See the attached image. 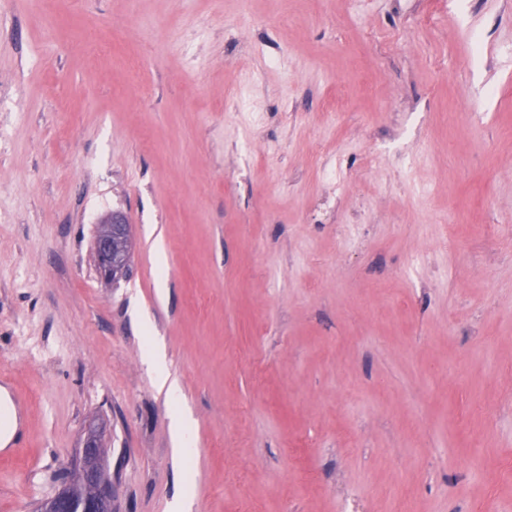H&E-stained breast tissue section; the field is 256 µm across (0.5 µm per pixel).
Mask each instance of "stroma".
I'll use <instances>...</instances> for the list:
<instances>
[{
  "label": "stroma",
  "instance_id": "stroma-1",
  "mask_svg": "<svg viewBox=\"0 0 512 512\" xmlns=\"http://www.w3.org/2000/svg\"><path fill=\"white\" fill-rule=\"evenodd\" d=\"M501 224L512 0H0V512H512ZM127 234L128 224L125 217L120 213H112L105 221L104 230L99 232L95 239V258L98 270L105 279H117L127 267L119 258V252L122 248L127 256V262L129 261V237L122 247ZM146 361L152 370L156 383L161 390L167 389L170 399L179 400L181 389L177 382L170 381L166 358L163 351L157 347H152L146 354ZM172 429L176 442L183 448H190L193 446L194 435L189 416L183 412L178 411L172 416ZM101 433H84L77 463L78 484L63 485L39 505V512H112V479L104 466Z\"/></svg>",
  "mask_w": 512,
  "mask_h": 512
}]
</instances>
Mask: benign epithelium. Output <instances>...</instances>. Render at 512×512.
Instances as JSON below:
<instances>
[{"label":"benign epithelium","instance_id":"1","mask_svg":"<svg viewBox=\"0 0 512 512\" xmlns=\"http://www.w3.org/2000/svg\"><path fill=\"white\" fill-rule=\"evenodd\" d=\"M127 234L125 217L114 213L106 219L104 230L95 239L98 270L106 279L114 280L126 269L119 252ZM104 461L101 433L90 428L84 433L79 453L78 485L62 486L51 498L41 502L38 512H112V479Z\"/></svg>","mask_w":512,"mask_h":512}]
</instances>
